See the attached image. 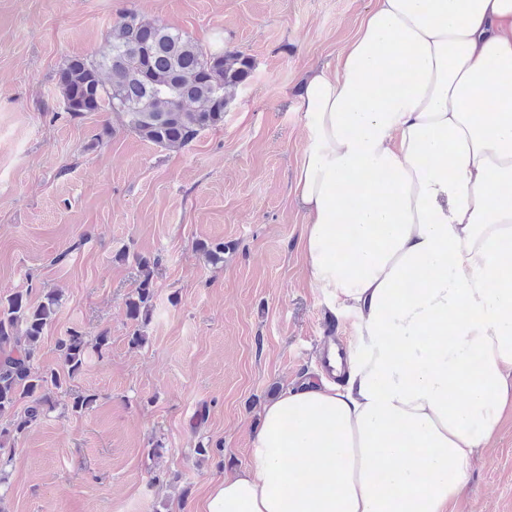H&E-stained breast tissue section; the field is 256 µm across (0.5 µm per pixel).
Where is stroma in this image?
<instances>
[{
	"label": "stroma",
	"mask_w": 512,
	"mask_h": 512,
	"mask_svg": "<svg viewBox=\"0 0 512 512\" xmlns=\"http://www.w3.org/2000/svg\"><path fill=\"white\" fill-rule=\"evenodd\" d=\"M374 3L0 0V296L59 295L38 367L60 366L70 329L109 337L49 417L6 444L0 512H197L211 482L249 464L262 406L319 369L328 337L351 336L308 282L294 103ZM129 11L254 61L223 124L186 147L157 146L113 112L64 110L59 66L95 54ZM205 240L228 244L222 262ZM141 257L154 307L138 328L125 301ZM78 392L97 401L75 414ZM448 512H512V413Z\"/></svg>",
	"instance_id": "35a3bbf8"
}]
</instances>
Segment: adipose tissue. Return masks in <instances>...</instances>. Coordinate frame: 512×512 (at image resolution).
<instances>
[{
    "instance_id": "1",
    "label": "adipose tissue",
    "mask_w": 512,
    "mask_h": 512,
    "mask_svg": "<svg viewBox=\"0 0 512 512\" xmlns=\"http://www.w3.org/2000/svg\"><path fill=\"white\" fill-rule=\"evenodd\" d=\"M296 109L305 265L354 333L203 512H448L512 407V0H376Z\"/></svg>"
}]
</instances>
